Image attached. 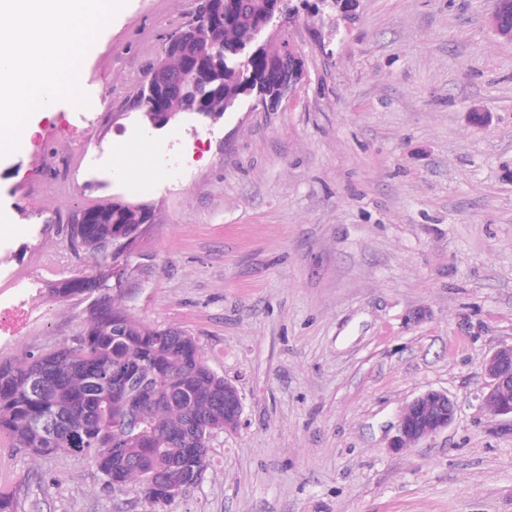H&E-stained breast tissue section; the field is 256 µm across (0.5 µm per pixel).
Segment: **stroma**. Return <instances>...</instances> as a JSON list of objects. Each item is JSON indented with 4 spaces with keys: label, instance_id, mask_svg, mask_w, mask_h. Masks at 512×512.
I'll return each instance as SVG.
<instances>
[{
    "label": "stroma",
    "instance_id": "obj_1",
    "mask_svg": "<svg viewBox=\"0 0 512 512\" xmlns=\"http://www.w3.org/2000/svg\"><path fill=\"white\" fill-rule=\"evenodd\" d=\"M59 100L0 163V361L69 340L91 261L60 232L120 199L153 221L119 305L194 336L236 385V429L165 508L110 493L83 457L0 446L17 512H512V419L481 410L512 342V42L493 0H292L305 76L276 110L241 97L161 129L132 103L195 0H127ZM485 112L487 126L469 115ZM448 391L447 431L389 448L405 405Z\"/></svg>",
    "mask_w": 512,
    "mask_h": 512
}]
</instances>
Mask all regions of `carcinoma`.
<instances>
[{
  "instance_id": "carcinoma-1",
  "label": "carcinoma",
  "mask_w": 512,
  "mask_h": 512,
  "mask_svg": "<svg viewBox=\"0 0 512 512\" xmlns=\"http://www.w3.org/2000/svg\"><path fill=\"white\" fill-rule=\"evenodd\" d=\"M271 0H231L224 17L203 12L170 35L203 51L201 69L184 50H166L158 60L173 73L208 84L206 107L224 113L243 77L273 70L267 55L247 70L228 69L243 60L238 49L252 37ZM182 101L158 103L138 93L135 108L144 120L175 111ZM96 224H68L69 249L93 257L112 254L137 236L146 218L141 205L114 201L93 206ZM124 269L92 267L85 291L96 294L77 336L56 347L28 351L0 363V441L34 458L57 454L88 459L104 488L121 492L132 482L144 498L164 507L175 495L152 490L164 476L174 486L199 485L209 466V440L224 431V377L205 362L195 337L174 328H146L114 306ZM117 282L107 287V282Z\"/></svg>"
}]
</instances>
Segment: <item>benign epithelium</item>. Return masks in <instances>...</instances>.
<instances>
[{
  "instance_id": "1",
  "label": "benign epithelium",
  "mask_w": 512,
  "mask_h": 512,
  "mask_svg": "<svg viewBox=\"0 0 512 512\" xmlns=\"http://www.w3.org/2000/svg\"><path fill=\"white\" fill-rule=\"evenodd\" d=\"M488 25L500 40L512 42V29L504 25L501 10L496 5L489 14ZM256 51L272 54L275 67L282 73L273 93L260 97V101L270 107L291 95L302 80L304 71L300 54L292 41H286L272 33H268L263 43L256 47ZM148 90L151 95L158 92L164 95L175 93L181 97L189 95L194 98V103L187 107L186 111L208 114L207 109L201 104L197 86L187 83L175 74L156 69L148 81ZM483 371L487 383L480 395L482 407L495 416L512 417V401L507 397V391L512 390V343L496 347L484 361ZM242 411L243 401L238 388L231 383H224V416L229 418L224 424V429L236 428ZM456 411V402L448 392L438 389L421 392L404 408L397 434L393 437L390 447L400 452L434 438L454 422Z\"/></svg>"
}]
</instances>
